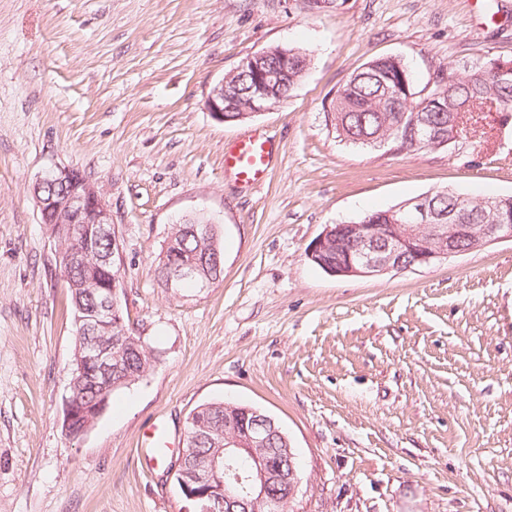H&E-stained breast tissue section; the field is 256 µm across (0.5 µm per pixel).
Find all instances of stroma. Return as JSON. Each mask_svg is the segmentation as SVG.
Masks as SVG:
<instances>
[{
  "label": "stroma",
  "instance_id": "stroma-1",
  "mask_svg": "<svg viewBox=\"0 0 512 512\" xmlns=\"http://www.w3.org/2000/svg\"><path fill=\"white\" fill-rule=\"evenodd\" d=\"M272 46L307 49L303 81L216 120L213 86ZM386 56L430 89L512 58V0H0V512H184L145 438L160 424L181 448L213 400L282 425L304 471L296 512H512V243L369 278L305 256L325 225L428 192L512 195V116L453 154L340 142L326 108ZM255 130L271 173L250 187L224 151ZM57 166L103 192L123 308L157 354L77 440L62 432L69 291L31 192ZM197 211L224 279L174 296L152 261Z\"/></svg>",
  "mask_w": 512,
  "mask_h": 512
}]
</instances>
